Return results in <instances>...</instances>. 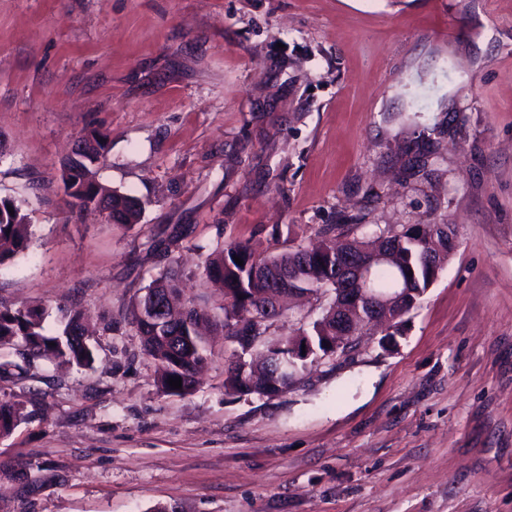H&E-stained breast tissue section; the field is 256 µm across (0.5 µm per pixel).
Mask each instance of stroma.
Segmentation results:
<instances>
[{
    "label": "stroma",
    "instance_id": "35a3bbf8",
    "mask_svg": "<svg viewBox=\"0 0 512 512\" xmlns=\"http://www.w3.org/2000/svg\"><path fill=\"white\" fill-rule=\"evenodd\" d=\"M444 133L404 171L411 113ZM108 135L97 180L139 224L72 212L61 167ZM27 250L0 303L81 313L95 360L0 380L27 417L0 437V512H512V0H0V197ZM355 217L453 225L398 345L299 367L272 397L164 393L131 303L167 266L216 319L215 249L259 257ZM292 302L266 335L308 328Z\"/></svg>",
    "mask_w": 512,
    "mask_h": 512
}]
</instances>
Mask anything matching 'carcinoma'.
Wrapping results in <instances>:
<instances>
[{
    "instance_id": "cac0c4a2",
    "label": "carcinoma",
    "mask_w": 512,
    "mask_h": 512,
    "mask_svg": "<svg viewBox=\"0 0 512 512\" xmlns=\"http://www.w3.org/2000/svg\"><path fill=\"white\" fill-rule=\"evenodd\" d=\"M83 144L85 159L77 166L64 162L61 182L70 205L78 212H98L106 220L131 227L139 223L142 204L134 196L112 190L96 179L95 166L104 161L111 149L106 135L93 133L78 138ZM14 213H9L7 207ZM352 224H331L324 233H333L336 244L299 245L268 257L255 256L246 246L233 244L212 253L205 263L206 277L224 290V336H241L247 330L256 335L266 334L270 324L264 322L265 305L270 302L271 280L280 274L295 273L294 287L304 292L330 294V302L321 317L313 322L311 332L301 341L311 343L312 356L326 355L340 333L336 319V282L344 273L337 258L329 251L340 248L357 257H366L375 249L398 243L392 260L374 269L369 287L390 293L408 290L404 297L405 314H410L425 293L437 281L448 263L453 249L454 230L448 224H403L380 231L374 244L365 248L349 239ZM30 239V224L22 205L15 199L0 198V265L25 251ZM241 258L243 264L235 262ZM43 309L24 305L0 304V348L21 350L23 358L62 360L78 366H88L94 360V350L78 312L65 315L62 329L52 332L46 326ZM206 314L192 305L182 304L180 279L170 270L159 274L145 293L132 306L131 323L141 336L147 356L157 364V383L166 393L181 395L193 390L197 367L206 360L205 343L198 327ZM374 326L387 336H400L405 319L391 322L384 318L374 323L357 322L358 330ZM179 378L182 387L174 389L168 380ZM26 419L24 405L0 402V436H7Z\"/></svg>"
}]
</instances>
